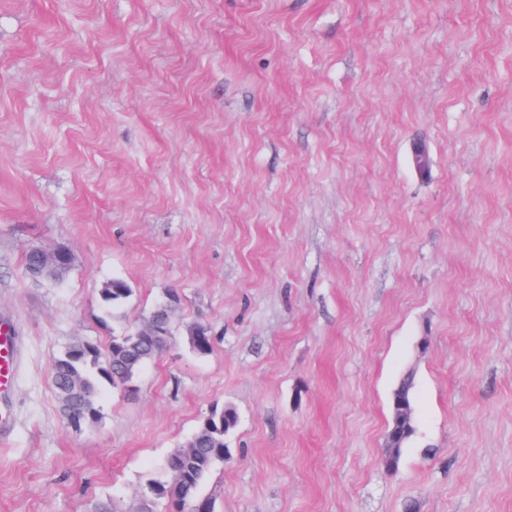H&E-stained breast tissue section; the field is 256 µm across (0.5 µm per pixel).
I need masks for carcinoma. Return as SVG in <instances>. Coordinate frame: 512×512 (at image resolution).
<instances>
[{
  "mask_svg": "<svg viewBox=\"0 0 512 512\" xmlns=\"http://www.w3.org/2000/svg\"><path fill=\"white\" fill-rule=\"evenodd\" d=\"M132 296V288L122 278L106 282L99 299L104 317L123 319L122 309ZM137 326H127L112 335L103 350L91 340H79L55 358L52 365V385L59 408L73 425L90 424L100 414L103 386L130 388L139 371L164 350L160 342L136 336ZM192 350L205 356L213 349L211 329L196 323L188 329ZM391 419L384 446L395 449L394 468H399L402 456L417 430L416 373H404L389 397ZM238 414L229 404H214L199 421L192 438L184 446L166 456L164 477L151 479L143 496L147 512L161 504L166 512H214L211 498L203 495L206 478L228 452L226 439L236 429Z\"/></svg>",
  "mask_w": 512,
  "mask_h": 512,
  "instance_id": "cac0c4a2",
  "label": "carcinoma"
}]
</instances>
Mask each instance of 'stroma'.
I'll return each mask as SVG.
<instances>
[{
    "instance_id": "1",
    "label": "stroma",
    "mask_w": 512,
    "mask_h": 512,
    "mask_svg": "<svg viewBox=\"0 0 512 512\" xmlns=\"http://www.w3.org/2000/svg\"><path fill=\"white\" fill-rule=\"evenodd\" d=\"M115 277L180 334L77 429L51 365ZM0 316V512H142L216 403L215 512H512V0H0ZM19 360V341L15 330L0 322V439L8 438L13 429L11 413L1 404V395L13 382ZM398 408H407L411 412L408 419L398 415ZM391 419L385 435V448H395L393 470H397L402 456L417 430L416 417V373L408 370L398 380L389 397Z\"/></svg>"
}]
</instances>
